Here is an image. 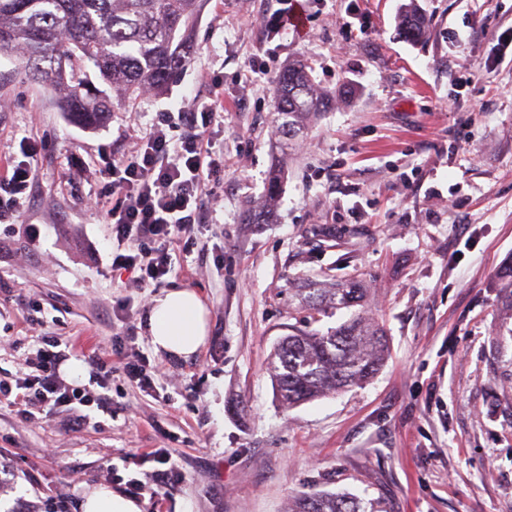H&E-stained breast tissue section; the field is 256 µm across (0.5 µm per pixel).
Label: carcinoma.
<instances>
[{
	"instance_id": "carcinoma-1",
	"label": "carcinoma",
	"mask_w": 512,
	"mask_h": 512,
	"mask_svg": "<svg viewBox=\"0 0 512 512\" xmlns=\"http://www.w3.org/2000/svg\"><path fill=\"white\" fill-rule=\"evenodd\" d=\"M201 0H0V50L22 53V73L65 90L64 111L85 126L102 124L112 101L99 93L96 77L123 97L145 85L162 90L187 64L193 46L186 38ZM405 38L423 37L429 21L414 7L401 16ZM277 129L288 140L310 116L323 111L305 67L290 64L275 81ZM367 288L352 281L334 288H299L294 299L321 314L360 306ZM388 347L383 329L359 313L325 333L282 338L270 370L281 402L292 407L361 385L379 371ZM291 512H364L335 493L302 495Z\"/></svg>"
}]
</instances>
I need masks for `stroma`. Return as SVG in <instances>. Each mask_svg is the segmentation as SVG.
Returning <instances> with one entry per match:
<instances>
[{"label":"stroma","mask_w":512,"mask_h":512,"mask_svg":"<svg viewBox=\"0 0 512 512\" xmlns=\"http://www.w3.org/2000/svg\"><path fill=\"white\" fill-rule=\"evenodd\" d=\"M430 18L406 39L407 6ZM305 31L260 23L277 0H203L192 60L153 101L117 99L103 126L62 112V91L22 80L0 51V164L36 142L37 178L19 223H0V378L29 371L45 336L78 355L125 353L162 367L144 390L112 376V412L64 408L23 420L0 407V512H82L85 487L149 483L150 452L171 456L166 495L143 512H287L332 492L366 512H512V0H303ZM293 61L329 95L285 143L274 74ZM224 84L223 158L193 250L156 286L112 264L107 167L157 112ZM280 175L281 190L265 189ZM356 278L389 356L369 382L293 407L268 370L291 330L324 331L348 311L298 309L296 289ZM196 291L209 336L189 359L154 351L152 300Z\"/></svg>","instance_id":"1"}]
</instances>
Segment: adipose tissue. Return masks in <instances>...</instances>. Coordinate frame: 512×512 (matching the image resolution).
I'll list each match as a JSON object with an SVG mask.
<instances>
[{"label": "adipose tissue", "instance_id": "adipose-tissue-1", "mask_svg": "<svg viewBox=\"0 0 512 512\" xmlns=\"http://www.w3.org/2000/svg\"><path fill=\"white\" fill-rule=\"evenodd\" d=\"M150 333L156 352L181 359L196 354L208 336V313L198 294L178 289L156 297L151 307ZM82 509L83 512H142L139 501L104 484L85 491Z\"/></svg>", "mask_w": 512, "mask_h": 512}]
</instances>
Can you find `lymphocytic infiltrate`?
Instances as JSON below:
<instances>
[{"label": "lymphocytic infiltrate", "mask_w": 512, "mask_h": 512, "mask_svg": "<svg viewBox=\"0 0 512 512\" xmlns=\"http://www.w3.org/2000/svg\"><path fill=\"white\" fill-rule=\"evenodd\" d=\"M210 86L208 97L189 100L178 113H158L131 154L112 163L114 201L106 212L116 246L112 263L139 269L144 279L156 284L173 271L175 249L193 245L202 195L220 168L210 159L208 144L211 127L224 121V88L216 80ZM176 125L183 133L175 139L170 131ZM35 176L36 168L29 163L0 170V222L18 223L20 197L32 188ZM43 343L22 382L12 385L0 380V403L17 406L31 421L47 407L64 406L73 411L76 426L86 424L82 408L88 403L111 412L112 398L104 392L112 378L111 367L90 356L91 379L98 393L68 387L58 371L72 348L62 347L55 336L44 337Z\"/></svg>", "instance_id": "f902f5d3"}]
</instances>
